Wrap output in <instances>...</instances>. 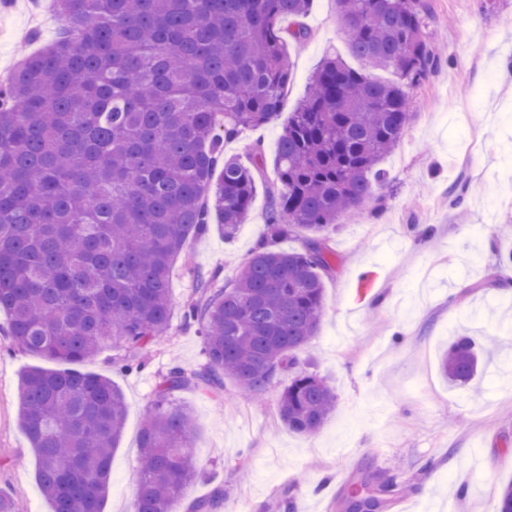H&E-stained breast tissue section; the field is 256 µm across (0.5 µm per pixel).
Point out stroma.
Here are the masks:
<instances>
[{
  "instance_id": "1",
  "label": "stroma",
  "mask_w": 512,
  "mask_h": 512,
  "mask_svg": "<svg viewBox=\"0 0 512 512\" xmlns=\"http://www.w3.org/2000/svg\"><path fill=\"white\" fill-rule=\"evenodd\" d=\"M425 31L436 58L410 87L412 115L398 147L381 163L383 183L361 210L330 234L336 264L325 279L326 308L299 369L324 378L336 407L311 436L284 425L276 391L263 399L232 383L221 392H175L196 429L198 475L178 505L224 486L215 512H339L361 473L395 477L415 512H497L512 482V342H495L489 371L470 385L449 386L440 367L450 337L493 339L512 331V0H429ZM310 35L290 43L295 73L273 123L244 129L228 155L261 143L265 176L233 240L220 225L190 239L194 266L231 277L266 232L268 184L278 138L304 98L311 74L331 54L347 55L336 0H313ZM52 0H11L0 9V79L25 55L57 39ZM193 282L182 265L171 277L168 333L140 353L145 366L124 372L112 350L81 363L123 391L127 418L112 455L104 512H135L138 439L160 377L173 365L199 370L203 338L183 324ZM45 358L17 350L0 314V489L19 512H51L36 478V460L18 418V379Z\"/></svg>"
}]
</instances>
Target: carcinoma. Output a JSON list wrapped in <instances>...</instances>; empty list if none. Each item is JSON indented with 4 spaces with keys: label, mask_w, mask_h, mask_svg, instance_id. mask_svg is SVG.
Returning a JSON list of instances; mask_svg holds the SVG:
<instances>
[{
    "label": "carcinoma",
    "mask_w": 512,
    "mask_h": 512,
    "mask_svg": "<svg viewBox=\"0 0 512 512\" xmlns=\"http://www.w3.org/2000/svg\"><path fill=\"white\" fill-rule=\"evenodd\" d=\"M64 36L0 80V312L21 350L63 364L33 367L19 415L53 512H104L112 453L127 407L104 375L73 365L110 346L126 372L170 326V277L188 239L212 219L235 237L264 153L223 154L226 140L280 114L294 65L286 46L309 36L312 0H56ZM355 68L326 57L278 140L267 234L217 286L221 271L185 264L194 296L184 319L205 364L171 367L139 435L136 512H177L195 478V430L170 397L224 381L264 396L291 372L276 405L288 429L312 435L336 406L325 380L295 370L325 311L334 257L326 234L361 209L410 118L405 86L425 77L427 0H337ZM392 71L381 81L371 70ZM218 181H213L215 172ZM295 236L299 250L277 248ZM489 352L457 336L441 359L465 386ZM398 483L366 476L350 495L388 508ZM216 487L189 506L213 512Z\"/></svg>",
    "instance_id": "obj_1"
}]
</instances>
